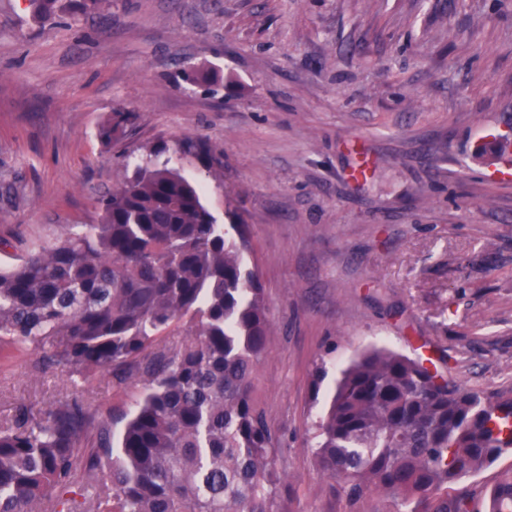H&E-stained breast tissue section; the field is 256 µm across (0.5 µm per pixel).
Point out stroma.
<instances>
[{
  "instance_id": "stroma-1",
  "label": "stroma",
  "mask_w": 512,
  "mask_h": 512,
  "mask_svg": "<svg viewBox=\"0 0 512 512\" xmlns=\"http://www.w3.org/2000/svg\"><path fill=\"white\" fill-rule=\"evenodd\" d=\"M217 71L210 94L187 66ZM131 112L121 141L100 128ZM512 0H112L111 15L34 17L0 0V268L100 223V197L164 140L221 224H243L269 309L252 380L274 434L283 512H394L317 469L316 423L374 349L430 359L490 395L512 389ZM188 139L222 160L207 172ZM25 351L0 365V427L71 379ZM92 404L120 431L144 381L104 374Z\"/></svg>"
}]
</instances>
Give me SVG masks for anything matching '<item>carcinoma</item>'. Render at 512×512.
Segmentation results:
<instances>
[{
	"label": "carcinoma",
	"instance_id": "1",
	"mask_svg": "<svg viewBox=\"0 0 512 512\" xmlns=\"http://www.w3.org/2000/svg\"><path fill=\"white\" fill-rule=\"evenodd\" d=\"M30 2L47 18L112 0ZM183 79L220 77L190 66ZM130 118L114 112L101 139L120 140ZM180 150L221 164L201 143ZM168 152L154 144L101 199V223L0 270V358L32 348L36 372L145 381L116 446L84 386L0 427V512H280L273 436L251 395L269 316L244 266L247 230L218 223L203 187L161 160ZM186 316L184 337L165 340ZM510 451L512 391L485 398L386 350L342 372L315 446L350 498L382 492L397 512H512V470L487 511L448 493Z\"/></svg>",
	"mask_w": 512,
	"mask_h": 512
}]
</instances>
